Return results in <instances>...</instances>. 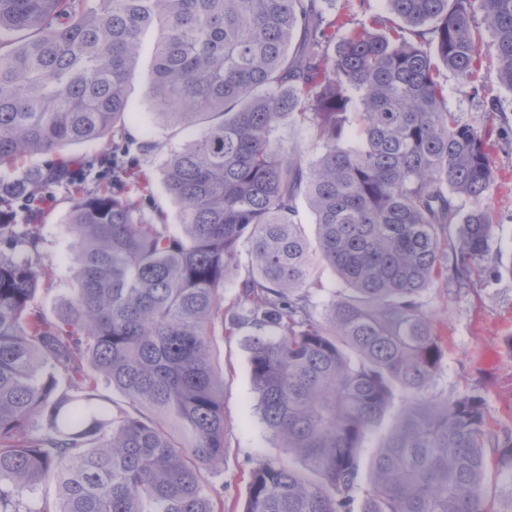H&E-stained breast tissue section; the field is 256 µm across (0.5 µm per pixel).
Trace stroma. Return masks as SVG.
Returning <instances> with one entry per match:
<instances>
[{
    "mask_svg": "<svg viewBox=\"0 0 512 512\" xmlns=\"http://www.w3.org/2000/svg\"><path fill=\"white\" fill-rule=\"evenodd\" d=\"M157 31L142 37L141 59L131 73L128 95L132 105L125 116L128 133L135 140L157 145L143 164L152 180L147 209H161L169 224H177L179 204L167 194L162 163L174 150L193 140L196 129H178L152 120L146 96L145 76L151 65ZM441 81L448 107L460 120L474 126L487 120L489 97H497L503 110L496 122L503 130L493 151L494 183L488 203L497 218V241L503 253L512 252V92L500 86L495 65L483 64L475 80L465 81L443 72ZM71 206L66 190L54 191L47 215L40 226L44 240V262L56 287L40 291L37 302L47 316H54L65 288L76 273L66 217ZM433 311L436 330L445 340L442 369L435 393L453 397L471 393L485 403L492 432H512V273L501 271L491 278L473 273L466 282L440 283L426 297ZM214 364L224 375V414L227 418L228 449L221 471L208 477L209 489L224 495L227 512H241L246 499L245 478L253 461L276 454L257 410V399L249 376V351L244 335L218 336L212 343Z\"/></svg>",
    "mask_w": 512,
    "mask_h": 512,
    "instance_id": "1",
    "label": "stroma"
}]
</instances>
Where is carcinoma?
I'll return each instance as SVG.
<instances>
[{"label": "carcinoma", "instance_id": "1", "mask_svg": "<svg viewBox=\"0 0 512 512\" xmlns=\"http://www.w3.org/2000/svg\"><path fill=\"white\" fill-rule=\"evenodd\" d=\"M386 2L400 24L375 32L328 15L336 0H0V512H224L205 479L226 453L211 345L241 331L279 448L249 470L243 512H497L488 448L512 512V433L490 431L482 397L432 391L445 346L426 302L496 235L499 130L448 109L439 67L476 77L480 15L512 90V0ZM154 25L149 101L199 127L163 162L174 230L134 172L157 145L124 124ZM287 118L314 161L279 144ZM109 132L110 155L16 171ZM55 187L77 273L49 318L39 226ZM318 266L344 284L320 311ZM45 482L53 504L35 498Z\"/></svg>", "mask_w": 512, "mask_h": 512}]
</instances>
